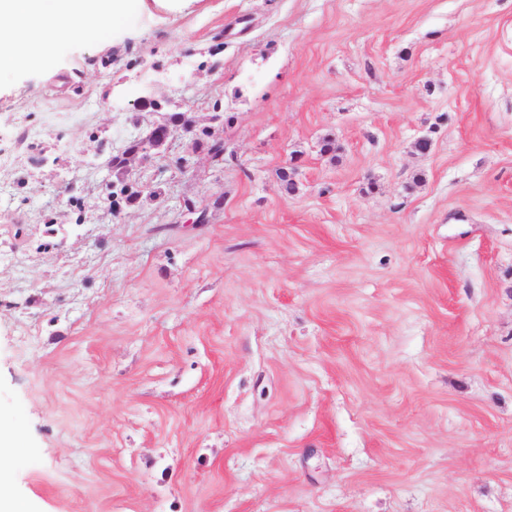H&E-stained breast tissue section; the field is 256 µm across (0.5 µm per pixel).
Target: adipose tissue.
Returning a JSON list of instances; mask_svg holds the SVG:
<instances>
[{
  "label": "adipose tissue",
  "mask_w": 512,
  "mask_h": 512,
  "mask_svg": "<svg viewBox=\"0 0 512 512\" xmlns=\"http://www.w3.org/2000/svg\"><path fill=\"white\" fill-rule=\"evenodd\" d=\"M130 0H0V73L38 67L63 41L101 33Z\"/></svg>",
  "instance_id": "adipose-tissue-1"
}]
</instances>
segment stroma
<instances>
[{"label": "stroma", "mask_w": 512, "mask_h": 512, "mask_svg": "<svg viewBox=\"0 0 512 512\" xmlns=\"http://www.w3.org/2000/svg\"><path fill=\"white\" fill-rule=\"evenodd\" d=\"M103 39L0 76L13 492L512 512V0H133ZM175 111L233 158L177 132L113 213L112 156Z\"/></svg>", "instance_id": "stroma-1"}]
</instances>
